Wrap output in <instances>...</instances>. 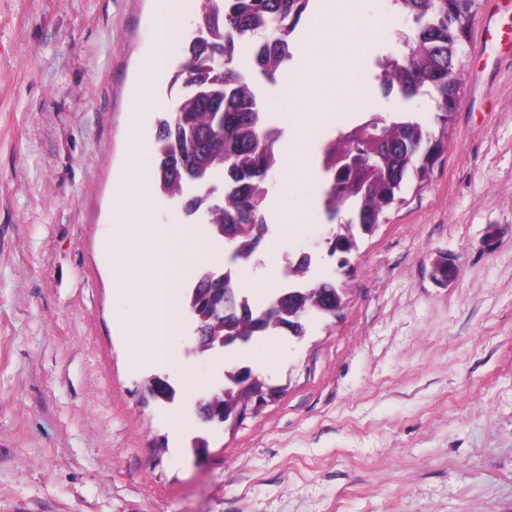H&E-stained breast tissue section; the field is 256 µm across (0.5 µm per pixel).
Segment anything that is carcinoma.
<instances>
[{"instance_id":"1","label":"carcinoma","mask_w":512,"mask_h":512,"mask_svg":"<svg viewBox=\"0 0 512 512\" xmlns=\"http://www.w3.org/2000/svg\"><path fill=\"white\" fill-rule=\"evenodd\" d=\"M415 25L412 41L402 60L378 61V79L386 93L406 98L430 95L437 110L430 122L410 116L388 119L376 113L363 117L322 149L324 181L322 204L329 219L345 210L350 229H334L335 249L341 266L357 249V235H369L386 214L404 201L403 188L423 184L434 163L448 146V126L461 91L460 45L469 40L470 21L478 0H394ZM309 0H201V14L212 13L217 22L204 45L191 42L172 84H186L182 110L162 113L157 119L155 143L158 166L155 183L165 196L182 190L181 168L210 162L208 175L224 178V201L218 205L193 191L183 201L192 217L212 209L210 231L222 240L235 237L232 263L250 266L260 245L247 226H267L266 180L280 165V135L271 127L268 109L233 67L239 51L247 47L260 73L269 81L280 75L283 64L297 51L292 35L307 19ZM242 288L226 276L204 273L187 301L196 329L217 339L232 336L291 334L295 318L308 313L334 316L343 304V290L329 281L307 288H290L268 308H252L241 299Z\"/></svg>"}]
</instances>
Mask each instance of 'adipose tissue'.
<instances>
[{
	"mask_svg": "<svg viewBox=\"0 0 512 512\" xmlns=\"http://www.w3.org/2000/svg\"><path fill=\"white\" fill-rule=\"evenodd\" d=\"M151 188L137 163H130L122 185L123 200L113 222L126 241L149 240L150 248L138 268L117 263L113 276L123 295L138 296L142 309L131 321L130 348L157 362L172 355L179 331L176 285L179 279L199 271L202 251L188 249L173 224L150 223L147 200Z\"/></svg>",
	"mask_w": 512,
	"mask_h": 512,
	"instance_id": "adipose-tissue-1",
	"label": "adipose tissue"
}]
</instances>
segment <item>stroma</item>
I'll return each instance as SVG.
<instances>
[{"label":"stroma","instance_id":"35a3bbf8","mask_svg":"<svg viewBox=\"0 0 512 512\" xmlns=\"http://www.w3.org/2000/svg\"><path fill=\"white\" fill-rule=\"evenodd\" d=\"M161 6L0 0V512H512V57L498 48L512 45V12L479 0L448 148L360 240L347 276L318 245L334 223L305 185L321 182L322 145L360 122L352 95L390 119L434 112L376 78L412 23L394 0H352L347 37L297 27L312 50L306 80H258L280 149L302 139L306 151L267 180L251 292H271L273 272L307 253L308 280L344 295L303 340L273 333L237 349L278 393L224 429L196 414L223 358L191 352L184 308L173 357L134 360V303L114 293L112 267L147 244L104 246L131 155L155 175L156 119L198 34L199 4L164 33ZM161 37L172 52L144 105ZM155 376L199 385L142 403Z\"/></svg>","mask_w":512,"mask_h":512}]
</instances>
